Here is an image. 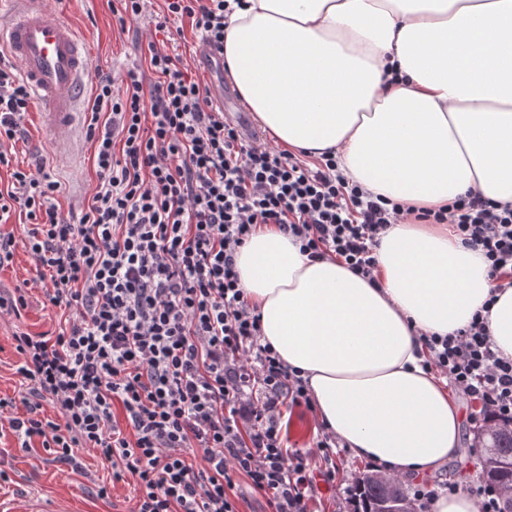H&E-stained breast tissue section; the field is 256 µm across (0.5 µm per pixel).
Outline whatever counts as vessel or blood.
Here are the masks:
<instances>
[{"instance_id":"1","label":"vessel or blood","mask_w":512,"mask_h":512,"mask_svg":"<svg viewBox=\"0 0 512 512\" xmlns=\"http://www.w3.org/2000/svg\"><path fill=\"white\" fill-rule=\"evenodd\" d=\"M0 50L20 64L45 106L54 137L71 138L89 68L71 20L49 9L44 0H0ZM214 101L229 120L244 121L228 86L217 84Z\"/></svg>"}]
</instances>
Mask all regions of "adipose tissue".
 Masks as SVG:
<instances>
[{"mask_svg": "<svg viewBox=\"0 0 512 512\" xmlns=\"http://www.w3.org/2000/svg\"><path fill=\"white\" fill-rule=\"evenodd\" d=\"M224 63L275 145L333 151L364 189L437 209L466 190L512 205V0H243ZM378 286L312 261L277 227L236 254L264 339L299 370L316 419L382 474L413 478L456 456L462 415L425 370L420 334L486 331L512 358V288L448 224H393Z\"/></svg>", "mask_w": 512, "mask_h": 512, "instance_id": "ef3b65f1", "label": "adipose tissue"}]
</instances>
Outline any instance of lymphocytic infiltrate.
Segmentation results:
<instances>
[{"label": "lymphocytic infiltrate", "mask_w": 512, "mask_h": 512, "mask_svg": "<svg viewBox=\"0 0 512 512\" xmlns=\"http://www.w3.org/2000/svg\"><path fill=\"white\" fill-rule=\"evenodd\" d=\"M227 2L164 0L143 63L122 81L98 78L86 127L97 183L69 216L41 156L12 163L33 91L0 56V166L11 171L0 227L24 219L22 236L0 230V268L23 248L49 277V304L67 315L55 335L14 333L24 410L0 398V428L26 445L41 438L67 464L92 449L113 480L135 478V512H238L235 472L271 512H307L315 480L336 477L335 434L322 431L314 461L283 433L286 411L313 400L263 342L239 284L235 254L258 226H277L309 259H341L373 285L390 225L448 223L483 252L491 278L512 286L511 207L470 190L415 210L365 191L330 153L310 162L227 122L168 51L189 27L222 53ZM422 342L426 367L479 404L483 421H512V360L494 351L483 313ZM47 402L62 423L43 418Z\"/></svg>", "instance_id": "f902f5d3"}]
</instances>
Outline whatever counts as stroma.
Wrapping results in <instances>:
<instances>
[{
	"mask_svg": "<svg viewBox=\"0 0 512 512\" xmlns=\"http://www.w3.org/2000/svg\"><path fill=\"white\" fill-rule=\"evenodd\" d=\"M48 8L68 15L76 24L87 46L92 66L119 79L132 63L141 57L140 45L147 42L152 24L149 18L134 22L132 30L121 31L112 20L108 0H46ZM73 144L66 145L50 135L40 104H33L24 142L17 145L18 159L30 153L47 160L46 169L62 185L59 203L62 212L91 194L96 182L93 151L85 140V125L77 123ZM0 286L23 288L28 305L20 315H0V398H19L22 378L16 369L22 357L15 349L12 334L21 329L34 335L54 334L65 317L50 308L45 297V283L38 277L35 265L24 250H16L12 263L0 269ZM463 434L459 456L438 471L428 475L431 483L458 482L468 490L483 477L481 451L475 446L477 428L470 419V408H463ZM320 427L313 412L302 408L287 411L283 432L290 449L311 451ZM336 478L333 483L318 482L310 512H353L346 501V490L356 477L367 473L368 463L347 449L336 457ZM0 508L11 507L23 498L57 503L61 512H133L136 498L132 478L116 482L110 470L102 468L97 457L79 450L76 464L57 461L45 450L40 440L30 447H21L11 432L0 434Z\"/></svg>",
	"mask_w": 512,
	"mask_h": 512,
	"instance_id": "1",
	"label": "stroma"
}]
</instances>
